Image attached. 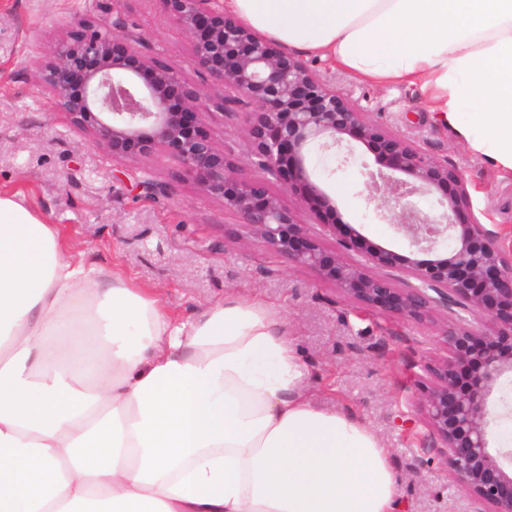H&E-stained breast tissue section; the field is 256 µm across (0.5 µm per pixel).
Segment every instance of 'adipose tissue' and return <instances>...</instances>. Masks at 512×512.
I'll return each instance as SVG.
<instances>
[{
  "label": "adipose tissue",
  "instance_id": "ef3b65f1",
  "mask_svg": "<svg viewBox=\"0 0 512 512\" xmlns=\"http://www.w3.org/2000/svg\"><path fill=\"white\" fill-rule=\"evenodd\" d=\"M284 48L419 87L512 171V0H224ZM278 312L175 321L0 195V512H398L365 423L314 408ZM106 440L108 459L86 451Z\"/></svg>",
  "mask_w": 512,
  "mask_h": 512
}]
</instances>
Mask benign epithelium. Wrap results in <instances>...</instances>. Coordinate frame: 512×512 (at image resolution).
<instances>
[{
	"instance_id": "obj_1",
	"label": "benign epithelium",
	"mask_w": 512,
	"mask_h": 512,
	"mask_svg": "<svg viewBox=\"0 0 512 512\" xmlns=\"http://www.w3.org/2000/svg\"><path fill=\"white\" fill-rule=\"evenodd\" d=\"M160 2L190 41L189 66L222 85L220 100L144 56L147 36L132 32L134 24L118 11L58 43L39 77L50 103L116 160L173 154L262 246L312 270L346 301L416 322H432L453 304L441 325L448 354L429 367L419 408L474 512H512V448L491 446L492 427L512 414L504 398L491 401L501 379L512 375V252L478 221L461 222L471 209L463 174L370 120L301 56L225 13L220 0ZM233 106L248 110L244 132L255 146L241 164L216 148L203 124L211 109ZM358 143L382 160L377 168L358 161ZM313 151L335 159L331 175L360 163L361 194L417 252L435 259L398 266L393 253L349 224L325 225L323 235L338 244L327 251L296 214L335 207L308 168ZM244 164L259 178H241ZM444 186L441 211L427 213L414 202Z\"/></svg>"
}]
</instances>
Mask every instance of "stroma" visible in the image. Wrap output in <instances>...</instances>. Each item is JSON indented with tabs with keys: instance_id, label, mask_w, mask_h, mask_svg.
Segmentation results:
<instances>
[{
	"instance_id": "1",
	"label": "stroma",
	"mask_w": 512,
	"mask_h": 512,
	"mask_svg": "<svg viewBox=\"0 0 512 512\" xmlns=\"http://www.w3.org/2000/svg\"><path fill=\"white\" fill-rule=\"evenodd\" d=\"M112 8V0H0V192L18 193L25 207L58 225L75 257L153 291L170 317L195 316L231 295L273 304L307 363L312 404L352 413L387 448L401 512H469L438 449L428 445L409 387L412 376H424L425 365L447 354L439 325L396 323L342 302L310 270L240 236L237 217L202 193L173 155L114 160L111 151L90 144L69 114L51 107L38 85L40 70L79 22L111 17ZM124 12L148 35L145 56L183 69L190 83L221 99L220 84L189 68L190 44L160 0H127ZM307 62L371 120L460 169L474 216L512 250V172L439 124L418 88L380 87L330 60L311 56ZM247 121L241 108L204 118L216 146L233 160L253 149L243 134ZM325 166L310 156L309 167L322 176L336 208L318 217L301 212V221L347 223L399 258L415 257L408 238L360 196L358 167L328 177ZM146 178L162 186L161 195L138 188Z\"/></svg>"
}]
</instances>
